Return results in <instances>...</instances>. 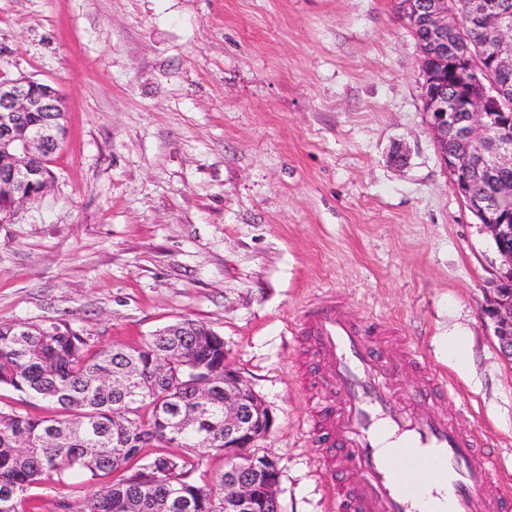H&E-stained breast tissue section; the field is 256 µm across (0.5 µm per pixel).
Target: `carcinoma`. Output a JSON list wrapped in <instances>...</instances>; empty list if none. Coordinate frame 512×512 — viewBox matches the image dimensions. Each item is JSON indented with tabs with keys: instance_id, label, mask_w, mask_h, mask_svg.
Masks as SVG:
<instances>
[{
	"instance_id": "1",
	"label": "carcinoma",
	"mask_w": 512,
	"mask_h": 512,
	"mask_svg": "<svg viewBox=\"0 0 512 512\" xmlns=\"http://www.w3.org/2000/svg\"><path fill=\"white\" fill-rule=\"evenodd\" d=\"M512 185V170L488 184L487 194ZM192 331L178 360L165 373L156 360L167 356L168 329L138 347L109 346L86 356L89 337L57 326L0 323V386L56 406L52 416L33 417L0 410V512H26V493L46 479L58 484L81 474L97 484L114 472L120 480L77 502L62 501L64 512H129L135 501L144 512H224V475L206 486L189 476L204 454L224 450V384L211 388L201 430L173 438L164 421L195 412L197 386L224 375V339L211 328L185 319ZM130 374L138 397L121 401L103 380ZM157 438L179 454L141 455Z\"/></svg>"
}]
</instances>
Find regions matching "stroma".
<instances>
[{
	"mask_svg": "<svg viewBox=\"0 0 512 512\" xmlns=\"http://www.w3.org/2000/svg\"><path fill=\"white\" fill-rule=\"evenodd\" d=\"M49 82L67 141L0 224V322L89 355L206 324L274 422L282 512H336L309 425L310 303L399 327L512 483V364L482 319L501 259L450 188L397 0H0V80ZM90 484L31 487L59 512Z\"/></svg>",
	"mask_w": 512,
	"mask_h": 512,
	"instance_id": "35a3bbf8",
	"label": "stroma"
}]
</instances>
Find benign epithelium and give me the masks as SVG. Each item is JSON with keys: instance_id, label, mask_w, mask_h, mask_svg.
Returning <instances> with one entry per match:
<instances>
[{"instance_id": "obj_1", "label": "benign epithelium", "mask_w": 512, "mask_h": 512, "mask_svg": "<svg viewBox=\"0 0 512 512\" xmlns=\"http://www.w3.org/2000/svg\"><path fill=\"white\" fill-rule=\"evenodd\" d=\"M480 28L476 45L460 36L458 11L450 0H399L405 18L425 31L421 42L424 115L437 145L450 187L480 220L501 257L483 309L501 355L512 364V191L490 198L473 188L512 169V85L493 74L512 72V12L491 0H464ZM30 112H49L40 124ZM466 115L464 125L457 113ZM65 106L56 88L27 80L0 81V224H8L20 205L36 199L48 184V167L66 134ZM465 143L447 149L448 140ZM273 417L254 390L224 366V448L234 465L224 468V512H281L270 475L274 462L249 449L265 440Z\"/></svg>"}]
</instances>
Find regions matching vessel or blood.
Returning a JSON list of instances; mask_svg holds the SVG:
<instances>
[{
    "label": "vessel or blood",
    "mask_w": 512,
    "mask_h": 512,
    "mask_svg": "<svg viewBox=\"0 0 512 512\" xmlns=\"http://www.w3.org/2000/svg\"><path fill=\"white\" fill-rule=\"evenodd\" d=\"M316 360L313 386L333 397L318 412V451L335 465L339 512H512L492 472L488 439L446 414L455 388L397 329L349 316L330 299L298 319ZM415 369L406 402L395 379Z\"/></svg>",
    "instance_id": "1"
}]
</instances>
